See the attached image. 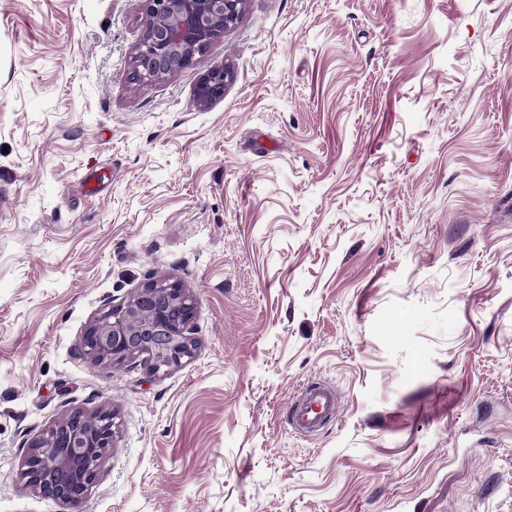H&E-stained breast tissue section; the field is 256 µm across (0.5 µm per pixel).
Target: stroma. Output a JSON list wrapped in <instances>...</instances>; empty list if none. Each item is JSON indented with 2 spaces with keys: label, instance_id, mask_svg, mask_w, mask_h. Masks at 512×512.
<instances>
[{
  "label": "stroma",
  "instance_id": "35a3bbf8",
  "mask_svg": "<svg viewBox=\"0 0 512 512\" xmlns=\"http://www.w3.org/2000/svg\"><path fill=\"white\" fill-rule=\"evenodd\" d=\"M146 23L0 0V512H512V0H245L139 85ZM161 275L192 357L91 364ZM74 407L117 422L77 507L20 481ZM234 72L228 67L215 68L204 73L195 87V99L200 107L209 106L224 95V88L233 81ZM339 401L335 392L322 384L301 387L297 403L291 408L289 423L301 433L316 434L324 424L336 418Z\"/></svg>",
  "mask_w": 512,
  "mask_h": 512
}]
</instances>
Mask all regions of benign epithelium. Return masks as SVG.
<instances>
[{
    "label": "benign epithelium",
    "instance_id": "7a95c632",
    "mask_svg": "<svg viewBox=\"0 0 512 512\" xmlns=\"http://www.w3.org/2000/svg\"><path fill=\"white\" fill-rule=\"evenodd\" d=\"M148 24L135 45L131 79L149 83L184 69L234 24L241 0H144ZM228 67L204 73L195 87L199 106L224 95L233 81ZM194 301L175 282H148L129 299L104 311L87 328L83 354L95 365L140 358L152 374L182 365L193 354ZM115 415L68 410L32 439L24 458V486L43 497L82 504L97 483L115 441Z\"/></svg>",
    "mask_w": 512,
    "mask_h": 512
}]
</instances>
